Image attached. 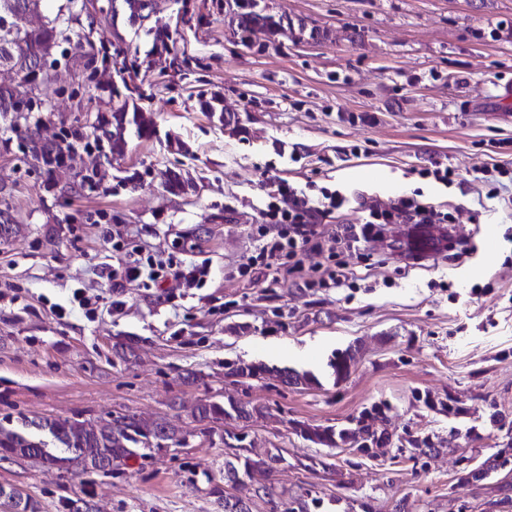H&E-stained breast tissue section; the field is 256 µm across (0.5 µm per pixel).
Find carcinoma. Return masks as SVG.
<instances>
[{"mask_svg":"<svg viewBox=\"0 0 512 512\" xmlns=\"http://www.w3.org/2000/svg\"><path fill=\"white\" fill-rule=\"evenodd\" d=\"M42 0H0V68H6L25 81L27 73L36 62H44L51 54L60 31L48 23L34 28L28 18L39 13ZM129 18L144 21L151 17V0H122ZM238 13V28L252 33L256 29L270 32L280 28L281 20L256 9L254 0H247ZM34 105L22 96L19 85H0V114L31 112ZM132 124L141 135L152 131L151 115L138 110L128 111L122 105L112 112V129L103 134L112 139V150L122 152L125 146V124ZM353 356L346 350L336 353L329 366L336 379L345 378L350 371ZM269 372L263 364L240 363L231 374L242 379L258 380ZM262 414L261 409L228 400V404L202 400L191 409L195 422L202 425L200 433L212 435V425L229 418L249 421ZM303 436L328 448L337 447L348 430L332 427L304 428ZM188 432H182L166 421L147 423L134 414H125L97 420L79 418L21 417L18 423L5 417L0 420V458L18 457L29 461L43 472L95 473L107 475L132 458L150 459L171 445L187 444ZM281 461L276 454L264 458L235 453L224 459V485L245 486V480L256 472L272 475L275 465ZM264 496L274 502V485L254 489V494L224 492V512H252L250 498ZM0 496L10 512H37V505L29 498H22L14 491L0 487Z\"/></svg>","mask_w":512,"mask_h":512,"instance_id":"cac0c4a2","label":"carcinoma"}]
</instances>
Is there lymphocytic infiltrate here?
Here are the masks:
<instances>
[{
    "mask_svg": "<svg viewBox=\"0 0 512 512\" xmlns=\"http://www.w3.org/2000/svg\"><path fill=\"white\" fill-rule=\"evenodd\" d=\"M268 184L269 201L260 212V222L254 228V237L261 262L248 270L250 280L273 273L300 272L298 252L307 249H366L370 239L367 228L372 224L412 225L413 228L445 224L449 216L439 205L417 196H401L382 204L377 198L358 191L320 189L310 194L283 180L272 178ZM360 213L359 223L345 222L346 211ZM336 222V235L328 242H321L318 231L323 220ZM104 275L112 289L138 281L147 288H195L204 285L209 277L206 265L190 261H175L144 253L142 246L125 248L115 265L105 269Z\"/></svg>",
    "mask_w": 512,
    "mask_h": 512,
    "instance_id": "1",
    "label": "lymphocytic infiltrate"
}]
</instances>
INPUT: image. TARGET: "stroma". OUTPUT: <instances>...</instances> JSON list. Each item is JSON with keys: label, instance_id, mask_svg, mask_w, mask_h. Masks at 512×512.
I'll return each mask as SVG.
<instances>
[{"label": "stroma", "instance_id": "1", "mask_svg": "<svg viewBox=\"0 0 512 512\" xmlns=\"http://www.w3.org/2000/svg\"><path fill=\"white\" fill-rule=\"evenodd\" d=\"M281 17L275 35L241 40L234 0H158L130 22L111 0H43L63 38L40 82L38 111L0 117V210L19 225L0 236V419H82L134 412L189 432L112 475L46 474L0 459V486L65 512H224V432L252 452L280 455L274 502L253 512H512V184L479 205L481 169L512 170V0H260ZM317 29L300 38L299 26ZM166 41H157V33ZM152 113L150 138L126 131L113 153L94 127L120 105ZM52 143L81 131L88 151L53 173L34 165L28 130ZM440 162L452 187L422 176ZM185 182L166 187L169 173ZM358 189L388 200L413 192L451 201L472 255L439 244L413 264L389 250L387 225L369 254L343 252L371 275L352 288L309 287L326 253L302 270L247 282L266 180ZM499 246L487 251L486 229ZM205 263L204 287L161 293L132 282L113 293L101 271L114 242ZM481 295H474V288ZM100 298L95 318H58L72 289ZM121 300L114 313L108 306ZM135 337L132 353L115 345ZM351 350L347 378L328 361ZM271 367L260 380L231 363ZM310 374L284 385L278 369ZM234 399L262 408L250 421L195 435L189 406ZM371 411L389 440L379 452L305 439L300 426L354 427ZM489 477L459 485L464 472Z\"/></svg>", "mask_w": 512, "mask_h": 512}]
</instances>
